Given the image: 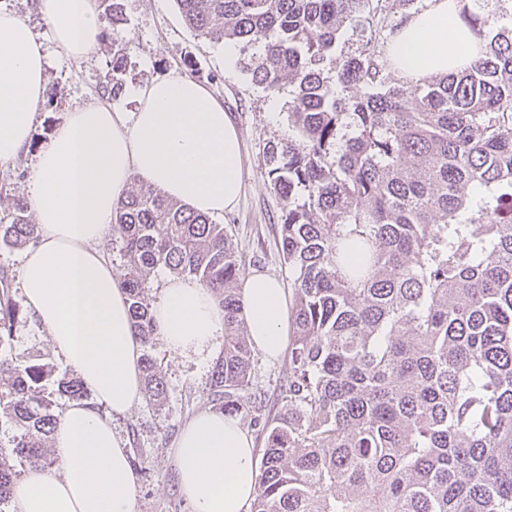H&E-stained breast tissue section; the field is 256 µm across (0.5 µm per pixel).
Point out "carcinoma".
<instances>
[{
    "label": "carcinoma",
    "mask_w": 512,
    "mask_h": 512,
    "mask_svg": "<svg viewBox=\"0 0 512 512\" xmlns=\"http://www.w3.org/2000/svg\"><path fill=\"white\" fill-rule=\"evenodd\" d=\"M189 28L242 45L266 91L294 87L299 137L269 143L267 177L284 201L279 246L296 272L285 405L268 430L253 512H512V27L458 0L483 40L463 70L386 84L391 0H175ZM364 39L336 86L320 65L349 27ZM117 96L128 43L112 40ZM354 89L342 97L335 87ZM124 287L143 347L144 395L167 382L152 354L146 284L163 268L202 282L224 308L211 372L222 412L242 410L253 347L238 288L243 269L224 225L140 183L113 217ZM13 199L0 241L35 235ZM18 314L0 279V339ZM50 359L0 361V416L16 428L0 459V503L16 466H45L59 414ZM88 398L77 377L57 393Z\"/></svg>",
    "instance_id": "obj_1"
}]
</instances>
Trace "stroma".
Returning <instances> with one entry per match:
<instances>
[{"label":"stroma","instance_id":"1","mask_svg":"<svg viewBox=\"0 0 512 512\" xmlns=\"http://www.w3.org/2000/svg\"><path fill=\"white\" fill-rule=\"evenodd\" d=\"M0 6L15 10L33 26L47 55V83L57 90L53 104L39 109L25 156L13 166L0 168L1 218L9 214L13 198L26 196L33 158L67 112L74 105L102 97V87L112 69V54L106 44H99L82 68H74L57 52L37 0H0ZM101 20L103 35L132 42L126 86L141 85L176 71L202 83L223 102L242 137L244 192L236 209L221 216L220 222L245 272L265 271L281 278L286 288H293L295 274L284 262L279 247V216L284 203L268 183L265 156L268 142L298 136L289 115L292 87L268 92L254 85L243 69L227 72L223 44L197 36L188 28L175 0H122L120 25H112L106 13ZM22 255V249L0 243V277L7 278L12 298L20 305ZM37 350L50 353L55 377L72 375V368L53 354L47 333L21 305L11 336L0 340V358L20 359ZM153 354L168 383L164 405L158 408L143 400L129 415L114 421L133 459L144 465L143 472L136 475L134 512H191L178 491L173 445L193 413L215 407L209 391L213 363L174 355L159 340L154 343ZM287 364L284 358L270 362L255 355L251 383L239 394L244 408L239 418L257 448L265 446V420L282 405L281 384Z\"/></svg>","mask_w":512,"mask_h":512}]
</instances>
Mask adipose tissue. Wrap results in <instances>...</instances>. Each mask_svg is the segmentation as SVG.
<instances>
[{
  "label": "adipose tissue",
  "instance_id": "1",
  "mask_svg": "<svg viewBox=\"0 0 512 512\" xmlns=\"http://www.w3.org/2000/svg\"><path fill=\"white\" fill-rule=\"evenodd\" d=\"M39 9L58 52L84 64L101 36L96 0H39ZM479 50L455 0H430L390 46L394 71L411 84L467 66ZM45 71L42 41L20 15L0 9V167L28 150L46 98ZM131 95L138 103L132 112L99 99L76 106L32 167L28 201L39 239L22 256L21 288L54 351L93 399L63 410L52 436L58 472L29 468L12 487L11 512H133L132 457L112 422L143 395L141 345L104 240L133 180L214 216L234 210L243 193L240 135L206 87L173 73ZM239 294L253 348L278 360L288 345L287 291L254 272ZM152 313L165 346L181 357H210L224 335L223 308L192 278L169 279ZM174 463L192 512H249L257 450L237 417L192 415L175 442Z\"/></svg>",
  "mask_w": 512,
  "mask_h": 512
}]
</instances>
